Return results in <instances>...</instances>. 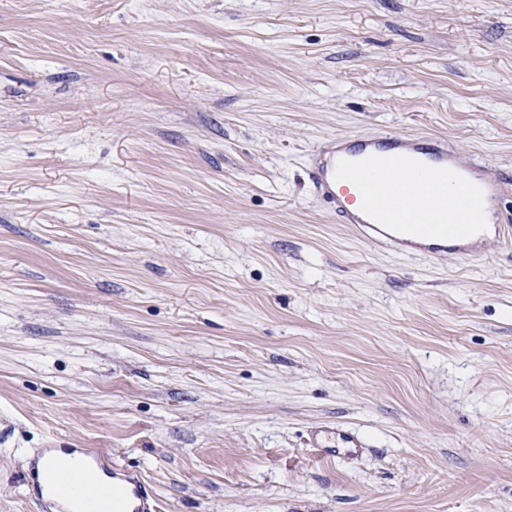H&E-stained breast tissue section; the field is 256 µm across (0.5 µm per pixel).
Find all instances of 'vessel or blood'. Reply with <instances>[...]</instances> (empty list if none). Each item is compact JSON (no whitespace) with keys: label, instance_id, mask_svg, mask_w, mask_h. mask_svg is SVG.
Here are the masks:
<instances>
[{"label":"vessel or blood","instance_id":"1","mask_svg":"<svg viewBox=\"0 0 512 512\" xmlns=\"http://www.w3.org/2000/svg\"><path fill=\"white\" fill-rule=\"evenodd\" d=\"M459 163L446 141L431 135L390 131L339 137L313 150L309 177L316 194L330 207L337 223L363 241L401 253L437 257H478L484 240L467 214L456 222L438 216V195L419 193L421 182L440 184ZM512 193V181L486 182L482 196L496 211L494 238L512 239V219L499 214V202ZM315 447L332 456L361 454L364 442L351 431L312 433ZM66 464L46 461L37 453L28 465L27 484L36 496L49 497L56 512H153V489L142 475L111 457L88 448H71Z\"/></svg>","mask_w":512,"mask_h":512}]
</instances>
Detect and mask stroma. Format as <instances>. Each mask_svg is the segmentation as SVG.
I'll return each instance as SVG.
<instances>
[{"label":"stroma","instance_id":"stroma-1","mask_svg":"<svg viewBox=\"0 0 512 512\" xmlns=\"http://www.w3.org/2000/svg\"><path fill=\"white\" fill-rule=\"evenodd\" d=\"M385 128L512 174V0H0V512H54L44 448L158 512H512V243L377 249L308 182ZM311 442L316 448H323V451L332 456L343 455L347 458H353L361 454L365 444L361 437L351 431L345 430H324L311 433ZM333 441L334 446H329ZM56 451L69 456L66 464L44 461L46 452ZM27 473L32 493L49 497L56 512H75L72 502L86 507L81 512H155V493L141 474L89 448H46L29 460Z\"/></svg>","mask_w":512,"mask_h":512}]
</instances>
